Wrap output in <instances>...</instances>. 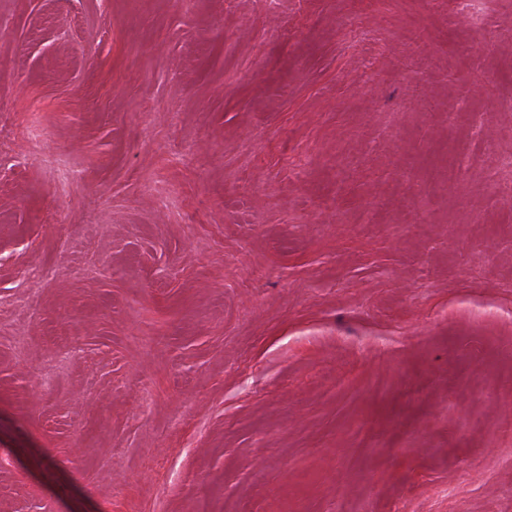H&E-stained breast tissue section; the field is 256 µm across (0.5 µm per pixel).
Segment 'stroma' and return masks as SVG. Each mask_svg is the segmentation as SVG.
Here are the masks:
<instances>
[{"mask_svg":"<svg viewBox=\"0 0 512 512\" xmlns=\"http://www.w3.org/2000/svg\"><path fill=\"white\" fill-rule=\"evenodd\" d=\"M0 0V512H512V0Z\"/></svg>","mask_w":512,"mask_h":512,"instance_id":"1","label":"stroma"}]
</instances>
